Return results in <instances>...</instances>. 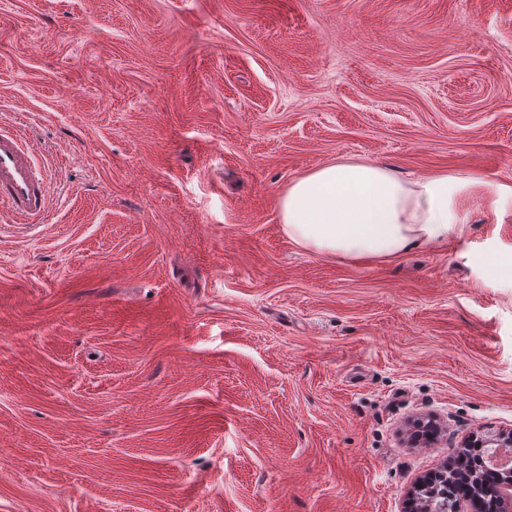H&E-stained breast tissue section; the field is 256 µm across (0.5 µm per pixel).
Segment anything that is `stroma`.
I'll use <instances>...</instances> for the list:
<instances>
[{"mask_svg": "<svg viewBox=\"0 0 512 512\" xmlns=\"http://www.w3.org/2000/svg\"><path fill=\"white\" fill-rule=\"evenodd\" d=\"M0 121L51 195L0 213V512H401L512 431V0H0ZM340 156L470 178L465 237L297 246Z\"/></svg>", "mask_w": 512, "mask_h": 512, "instance_id": "stroma-1", "label": "stroma"}]
</instances>
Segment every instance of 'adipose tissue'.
Listing matches in <instances>:
<instances>
[{"label": "adipose tissue", "instance_id": "ef3b65f1", "mask_svg": "<svg viewBox=\"0 0 512 512\" xmlns=\"http://www.w3.org/2000/svg\"><path fill=\"white\" fill-rule=\"evenodd\" d=\"M457 184L445 173L406 180L366 159H339L288 185L279 222L312 253L389 259L462 239L452 208Z\"/></svg>", "mask_w": 512, "mask_h": 512}]
</instances>
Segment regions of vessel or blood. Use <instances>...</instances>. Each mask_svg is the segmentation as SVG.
Masks as SVG:
<instances>
[{"instance_id":"vessel-or-blood-1","label":"vessel or blood","mask_w":512,"mask_h":512,"mask_svg":"<svg viewBox=\"0 0 512 512\" xmlns=\"http://www.w3.org/2000/svg\"><path fill=\"white\" fill-rule=\"evenodd\" d=\"M0 207L19 224L40 223L50 208L49 185L16 132L0 129Z\"/></svg>"}]
</instances>
